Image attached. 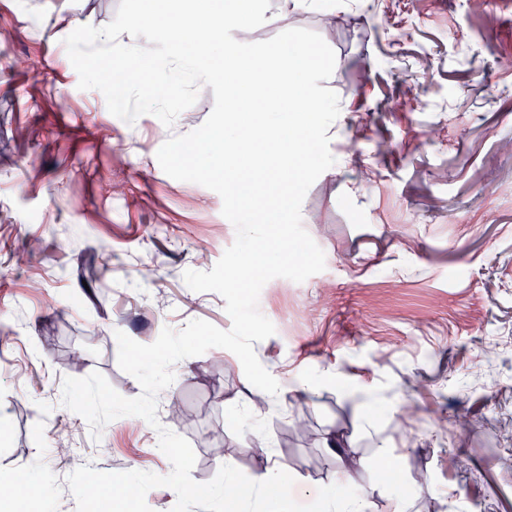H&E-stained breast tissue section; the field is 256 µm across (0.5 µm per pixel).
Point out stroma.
Returning <instances> with one entry per match:
<instances>
[{
  "mask_svg": "<svg viewBox=\"0 0 512 512\" xmlns=\"http://www.w3.org/2000/svg\"><path fill=\"white\" fill-rule=\"evenodd\" d=\"M334 2L350 19L336 34L318 9L280 18V0L267 23L234 33L256 42L306 28L336 55L326 82L340 106L327 131L335 163L302 204L326 267L301 283L272 279L259 298L276 332L254 349L280 392L256 411L239 359L213 348L174 366L157 416L191 443L200 483L225 464L256 477L259 444L299 480L303 504L345 482L378 505L410 488L412 512H512L502 465L512 438L500 432L512 423V0ZM118 5L0 0V486L39 487L30 512H76L67 477L82 465L171 471L146 421L117 418L93 440L62 403L63 378L97 371L133 398L141 388L118 366L116 332L149 344L195 319L231 326L225 300L183 274L211 270L235 228L216 192L173 179L156 158L204 123L212 93L168 127L151 114L127 124L99 90L78 87L63 40L77 19L109 24ZM406 86L414 98L402 110ZM104 250L111 271L83 285ZM171 397L195 425L168 419ZM408 405L416 415L403 430ZM461 414L473 420L462 445ZM296 418L312 443L288 440ZM330 430L346 442L350 475L324 445Z\"/></svg>",
  "mask_w": 512,
  "mask_h": 512,
  "instance_id": "35a3bbf8",
  "label": "stroma"
}]
</instances>
